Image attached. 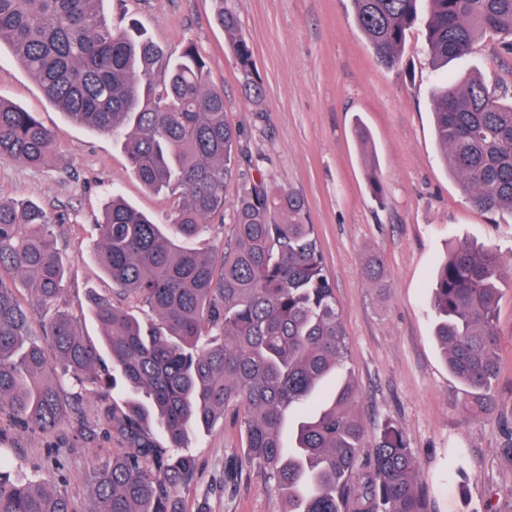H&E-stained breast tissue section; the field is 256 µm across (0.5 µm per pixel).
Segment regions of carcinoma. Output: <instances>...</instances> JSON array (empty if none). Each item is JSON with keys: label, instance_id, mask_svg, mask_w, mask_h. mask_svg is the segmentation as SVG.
Wrapping results in <instances>:
<instances>
[{"label": "carcinoma", "instance_id": "cac0c4a2", "mask_svg": "<svg viewBox=\"0 0 512 512\" xmlns=\"http://www.w3.org/2000/svg\"><path fill=\"white\" fill-rule=\"evenodd\" d=\"M356 25L383 65L401 64L406 34L427 31L436 68L466 58L481 36L511 38L512 0H351ZM103 0H0L6 41L49 101L74 124L120 139L132 174L175 197L159 224L114 192L98 222L95 257L121 302L92 299L104 345L89 341L61 308L68 267L53 244L55 220L33 203L0 199V412L24 430L52 432L76 395L67 377L102 398L122 447L92 471L85 512H176L175 494L196 470L179 448L233 409L245 438L224 482L260 470L284 512H429L420 464L401 429H383L360 460L362 395L335 286L324 271L305 200L263 180L245 184L217 266L194 246L224 216V184L241 175L237 132L225 120L224 91L210 84L191 41L168 55L134 21L108 23ZM217 23L247 73L252 48L236 17ZM444 159L468 201L512 214V100L472 76L433 91ZM55 155L36 113L0 98V156L41 168ZM366 282L383 286L379 259ZM512 282V255L460 245L439 268L432 333L463 385V412L487 411L500 375L496 311ZM151 311L139 321L122 306ZM41 311L40 332L28 306ZM111 367L100 368L102 353ZM0 512H77L50 483L0 467Z\"/></svg>", "mask_w": 512, "mask_h": 512}]
</instances>
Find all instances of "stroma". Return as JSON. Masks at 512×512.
<instances>
[{
  "mask_svg": "<svg viewBox=\"0 0 512 512\" xmlns=\"http://www.w3.org/2000/svg\"><path fill=\"white\" fill-rule=\"evenodd\" d=\"M236 15L253 48L251 75L236 64L230 40L215 21L218 8ZM113 23L137 20L169 51L193 41L210 79L223 89L226 119L239 134V180L224 186V219L212 222L199 245L214 262L233 222L232 204L246 180L292 189L307 202L335 285L349 341L348 367L360 386L366 448L386 424L399 426L417 456L431 512H512V285L496 313L501 373L487 418L459 409L462 385L450 374L432 336V277L450 248L493 246L512 252V214H490L463 196L442 160L434 127L433 88L439 79L423 26L406 37L403 62L388 68L356 27L350 0H104ZM479 73L489 88L512 90V52L498 40H478L471 54L448 65L449 81ZM261 93H254V86ZM0 98L37 113L56 141L55 160L35 168L0 158V198L32 201L57 220L59 251L72 257L66 306L82 334L101 340L89 309L112 282L93 257L95 222L111 190L165 221L172 197L143 188L128 169L119 140L73 124L0 46ZM364 126L367 142L354 135ZM374 165L384 185L376 201L366 179ZM382 260L387 286L365 283L366 257ZM94 394L81 395L70 416L49 434L18 428L0 414V461L33 482L85 506L93 464L111 457L118 441L101 418ZM197 471L177 491L183 512H281L282 500L259 472L235 487L224 463L241 454L233 414L196 434L189 448Z\"/></svg>",
  "mask_w": 512,
  "mask_h": 512,
  "instance_id": "1",
  "label": "stroma"
}]
</instances>
